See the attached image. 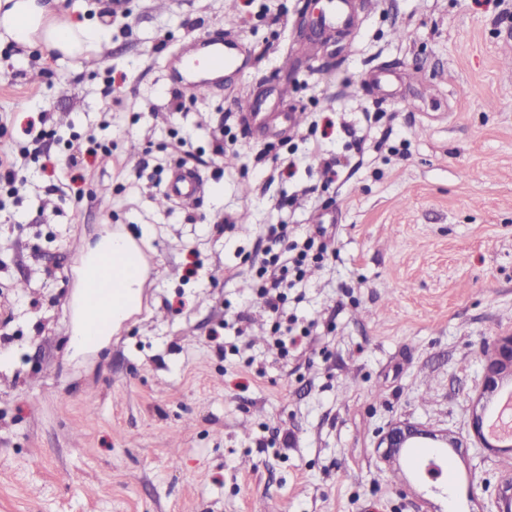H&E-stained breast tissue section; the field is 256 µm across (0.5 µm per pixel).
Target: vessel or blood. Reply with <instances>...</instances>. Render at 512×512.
<instances>
[{
  "label": "vessel or blood",
  "mask_w": 512,
  "mask_h": 512,
  "mask_svg": "<svg viewBox=\"0 0 512 512\" xmlns=\"http://www.w3.org/2000/svg\"><path fill=\"white\" fill-rule=\"evenodd\" d=\"M181 62L184 74L194 80V89L204 93L210 87L209 74L238 69L244 66L245 59L233 41L217 38L206 41L204 50L183 52ZM201 190L202 183L195 174L181 171L170 180L165 195L170 199L192 200ZM106 265L107 260L103 257L82 264L85 295L81 311V345L85 348L94 347L100 341L113 312L123 305L122 300L113 299L110 294L112 285Z\"/></svg>",
  "instance_id": "obj_1"
}]
</instances>
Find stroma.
<instances>
[{
  "label": "stroma",
  "instance_id": "35a3bbf8",
  "mask_svg": "<svg viewBox=\"0 0 512 512\" xmlns=\"http://www.w3.org/2000/svg\"><path fill=\"white\" fill-rule=\"evenodd\" d=\"M306 3L63 0L110 28L90 60L0 41V157L42 148L0 194V512H496L512 450L472 416L512 395L484 394L512 334V0H352L325 47ZM224 33L250 67L203 95L168 78ZM258 96L265 130L239 109ZM90 136L110 154L71 164ZM177 169L202 192L162 203ZM271 224L335 249L290 290L284 350L252 294ZM115 233L140 304L80 350L81 262ZM395 422L457 440L442 491L384 457ZM512 373V334L500 338L493 353L487 358L485 390L489 395L497 391L502 374Z\"/></svg>",
  "mask_w": 512,
  "mask_h": 512
}]
</instances>
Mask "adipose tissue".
I'll return each instance as SVG.
<instances>
[{
	"mask_svg": "<svg viewBox=\"0 0 512 512\" xmlns=\"http://www.w3.org/2000/svg\"><path fill=\"white\" fill-rule=\"evenodd\" d=\"M61 0H0V40L11 39L39 46L55 54L76 58L109 36L101 24L70 22ZM113 286L128 302L138 300L144 280L140 252L130 251L121 238H112Z\"/></svg>",
	"mask_w": 512,
	"mask_h": 512,
	"instance_id": "obj_1",
	"label": "adipose tissue"
}]
</instances>
